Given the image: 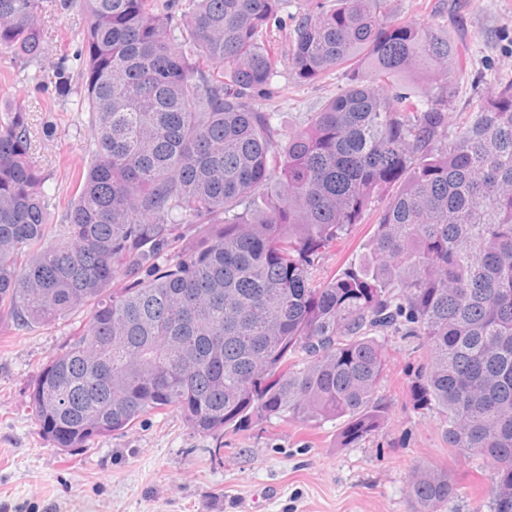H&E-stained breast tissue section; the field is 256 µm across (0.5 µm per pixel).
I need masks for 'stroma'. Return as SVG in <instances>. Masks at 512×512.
Returning a JSON list of instances; mask_svg holds the SVG:
<instances>
[{"instance_id":"stroma-1","label":"stroma","mask_w":512,"mask_h":512,"mask_svg":"<svg viewBox=\"0 0 512 512\" xmlns=\"http://www.w3.org/2000/svg\"><path fill=\"white\" fill-rule=\"evenodd\" d=\"M392 18L437 22L458 37L450 126L512 81V0H394ZM44 22L43 57L21 60L0 50V115L19 104L28 110L30 156L57 191L55 225L83 171L89 133L79 82L61 95L40 79L53 62L80 53L82 17L48 5ZM268 40L278 75L260 103L291 131L345 87L346 72L301 81L288 65L286 29H273ZM375 222L368 213L330 245L318 277L349 268L365 253ZM84 323V313L76 312L51 326L0 331V512H414L409 486L421 469L447 473L456 488L441 512H489L491 464L450 448L439 410L414 394L430 358L422 340L380 337L386 369L377 394L389 415L350 448L340 445L339 419L318 426L273 419L217 437L193 431L173 411L144 416L132 430L94 438L72 453L43 440L29 389ZM219 446L224 454L217 458L212 450Z\"/></svg>"}]
</instances>
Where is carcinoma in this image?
<instances>
[{
    "label": "carcinoma",
    "instance_id": "obj_1",
    "mask_svg": "<svg viewBox=\"0 0 512 512\" xmlns=\"http://www.w3.org/2000/svg\"><path fill=\"white\" fill-rule=\"evenodd\" d=\"M285 0H59L79 7L90 149L73 200L29 161L23 106L0 116V326L86 313L29 392L41 436L84 448L147 414L197 433L277 418L345 422L350 447L388 405L378 333L417 337V397L448 447L494 469L512 512V82L449 130L451 83L421 106L386 88L458 55L392 0H334L295 21L294 74L349 83L288 134L256 105L277 76L268 33ZM42 0H0V50L38 55ZM71 89L66 61L49 76ZM362 263L322 282L324 250L381 199ZM439 512L448 475L413 478Z\"/></svg>",
    "mask_w": 512,
    "mask_h": 512
}]
</instances>
